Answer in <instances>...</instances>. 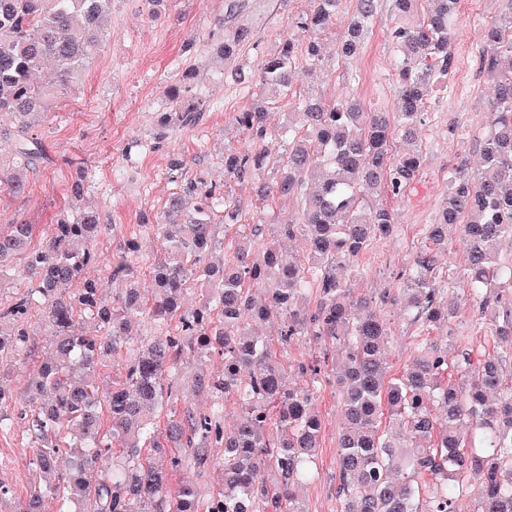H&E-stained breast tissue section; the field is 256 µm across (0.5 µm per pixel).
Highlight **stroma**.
Returning a JSON list of instances; mask_svg holds the SVG:
<instances>
[{
  "label": "stroma",
  "instance_id": "1",
  "mask_svg": "<svg viewBox=\"0 0 512 512\" xmlns=\"http://www.w3.org/2000/svg\"><path fill=\"white\" fill-rule=\"evenodd\" d=\"M225 0H164L160 18H151L146 0H113L107 39L87 68L82 84L60 90L49 118L37 128L42 159L27 174L28 188L15 196L0 188V228L17 222L35 225L32 247H39L56 215L70 203V190L83 179L85 198L98 206L106 228L96 239L101 267H108L130 237H138L144 255H158L156 237L139 226L142 216L162 211L170 194L184 180L202 177L226 184L247 224L268 223L271 210L260 209L250 181L225 180L224 153L243 147L245 136L235 125L236 113L252 109L255 91L226 82L224 69L210 59L209 45L221 33ZM246 17L256 43L240 54L239 64L258 70L265 58L289 37L302 39L294 24L309 0H247ZM501 0H465L457 19L453 72L435 85L423 141L429 164L415 189L392 201L399 229L392 238L375 242L359 260L363 292L388 287L395 273L410 262L425 242L424 228L432 223L448 191V173L460 160L476 166L478 142L486 134L484 113L491 90L479 67L481 29L498 20ZM393 0H381L378 21L362 55L354 61L329 65L325 74H310L298 62L294 91L334 101L361 100L367 109L394 111L398 101L390 31ZM185 82V105L204 104L203 122L177 128L157 139L160 122L171 112V87ZM457 124L461 137L448 134ZM183 159V172L172 171ZM394 336L387 354L390 376H398L415 353L416 326L397 307L382 308ZM450 327L455 349L479 358L492 352L493 341L479 327L469 300H461ZM323 421L316 457L317 479L305 490L309 512H336L338 473L337 433L342 422L335 386L324 385L315 397ZM0 414L13 418L10 430H0V482L26 496L39 476L35 450L17 423L13 404L0 405Z\"/></svg>",
  "mask_w": 512,
  "mask_h": 512
}]
</instances>
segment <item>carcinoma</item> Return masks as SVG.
I'll return each instance as SVG.
<instances>
[{"label":"carcinoma","instance_id":"carcinoma-1","mask_svg":"<svg viewBox=\"0 0 512 512\" xmlns=\"http://www.w3.org/2000/svg\"><path fill=\"white\" fill-rule=\"evenodd\" d=\"M500 20L484 27L480 69L493 85L489 131L479 144L480 165L467 161L448 175V194L427 243L397 272L395 287L370 299L356 295L360 256L398 229L394 211L377 201L401 198L422 175L426 108L435 84L452 74L459 0H394L392 44L399 101L396 112H369L357 100L325 102L306 95L278 127L265 106L239 112L247 145L224 153V177L255 179L264 203L291 200L297 211L277 216L263 238L259 224L242 223L238 201L202 177L182 184L162 215L140 224L158 234L164 255L151 264V281L134 280L143 259L138 238L112 257L107 279L90 275L100 264L94 247L99 210L81 204L83 186L71 189V215L51 225L29 248L34 225L0 229V273L18 255L34 288L0 308V371L31 355L28 325L39 317L50 331L49 352L29 378L37 400L18 407L26 435L37 445L33 466L42 483L14 509L13 492L0 485V512H308L304 491L316 478L322 422L316 390L335 383L342 403L338 432L336 512H461L465 479L473 482L476 512H512V0H501ZM340 0H313L295 18L309 33L290 38L258 72L240 68L231 80L245 89L285 97L298 60L315 72L330 58L353 60L378 18L379 0H355L340 40L322 38L337 20ZM112 0H0V127L11 142L17 170L4 180L22 195L24 171L40 155L28 128L46 118L58 89L76 85L100 52L111 22ZM254 39L244 21L224 29L216 53L234 60ZM59 86L37 74L46 62ZM161 120L194 123L197 105ZM400 138L404 151H393ZM285 147L270 180V147ZM237 237L234 250L214 260L213 226ZM459 231L465 261L463 293L493 338L492 354L475 359L423 339L397 378L387 376L389 322L373 305H397L420 330L448 327L459 293L439 283V254L448 227ZM302 237L293 257L284 243ZM199 287L196 309L183 310L187 286ZM318 294L314 309L305 303ZM145 319L151 334L128 344L131 325ZM281 345L308 340L320 358L297 367L301 383L287 384L266 326ZM125 352L124 382L100 389L96 376ZM191 352L224 359L219 375L199 374L193 392L204 401L156 412L178 399L180 360ZM240 414L224 422V403ZM222 449L220 457L214 449ZM198 470L220 466L224 483L207 500L191 483L170 486L184 463ZM275 481L266 478L267 473Z\"/></svg>","mask_w":512,"mask_h":512}]
</instances>
